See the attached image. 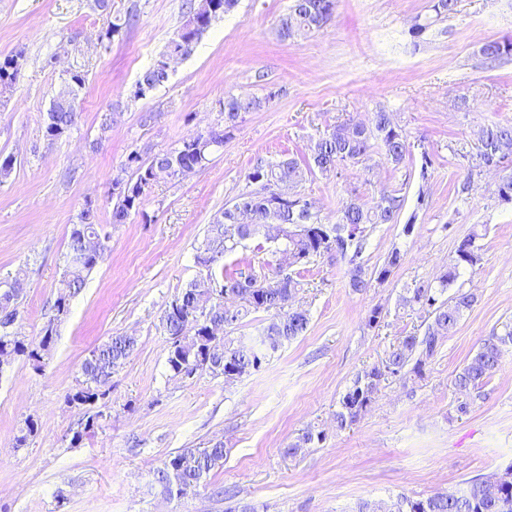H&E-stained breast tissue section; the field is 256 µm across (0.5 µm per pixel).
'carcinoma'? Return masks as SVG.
Instances as JSON below:
<instances>
[{
    "label": "carcinoma",
    "instance_id": "obj_1",
    "mask_svg": "<svg viewBox=\"0 0 512 512\" xmlns=\"http://www.w3.org/2000/svg\"><path fill=\"white\" fill-rule=\"evenodd\" d=\"M237 3L238 0H187V16H197L201 24L188 32L184 55H189L213 22L230 13ZM335 7L336 0H292L289 11L280 19L279 37L286 40L297 31L321 29L331 18ZM20 59L22 54L19 53L0 60V91L10 90L17 82ZM167 81L168 75L154 64L139 75L134 96L144 97ZM262 106L263 99L259 97L225 98L222 111L224 128L210 130L209 140L218 147L224 145L228 129L235 126L240 114L257 111ZM48 116L47 135L52 139L62 136L76 123L74 112H50ZM374 139L381 142L387 161L396 166L409 155L407 139L392 125L388 113L376 112L369 126L356 123L335 126L315 144L304 167L297 160L288 158L261 162L249 172L248 182L254 188L239 193L214 217L199 248L198 262L202 266L199 278L172 300L162 317L163 328L173 341L188 334L196 336L193 351H167L170 371L179 375L196 368L206 369L208 350L214 344L223 353L224 374L240 377L259 370L267 354L276 352L284 342L307 330V313L289 310L299 282L286 269L305 264L333 249L342 256L351 250V260H356L361 252L365 225L398 223L402 202L397 196L386 195L375 207L367 208L358 200L350 199L341 208L336 224L328 226L307 207L306 199L300 195L276 209L270 207L271 198L279 184L295 187L303 181L307 171L328 173L340 165L362 161ZM208 154L209 149L184 141L177 147L158 151L145 159L136 153L131 155L129 163L136 164L135 172L129 175L122 168L112 179L115 184H123V191L115 194L112 223H125L131 213L140 208L142 197L153 182L164 177L177 178L183 168L202 167ZM493 156L512 158L511 124L491 125L483 129L477 158L484 161ZM271 225L280 230V235L274 237L273 242L277 243L276 251L283 255L286 266L261 275L217 276L214 265L224 258V254L233 252L243 241ZM98 226V211L88 203L77 214L73 224L54 310H60L61 302L77 293L88 275L104 260L105 245L100 255L90 258L85 255L86 240L99 236ZM475 239L474 234L465 239L472 245L471 251L449 260L448 269L439 277L438 287L417 285L406 289L402 296L403 305L411 310L430 308L432 323L424 336L404 337L389 353L383 368L375 367L354 380L336 411L337 429L349 427L366 410L378 390L383 373L398 376L409 366L411 372L422 375L426 361L434 355L442 339L454 332L464 313L474 306L476 297L460 290L448 301H441L439 297L454 284L460 269L474 267L480 262ZM21 291V283L16 280L13 287L0 292V361L25 355L38 369L50 351L60 315H55L44 325L43 337L37 347L26 346L13 331ZM259 311L274 313L260 340L264 347L262 352L234 344L226 331L218 336L206 333L209 316L221 318L226 327L232 329L249 314ZM135 346V337L117 335L91 351L82 365L83 380L71 401L92 406L105 396L102 388L108 385L112 369L126 360ZM507 347L512 348V323L504 324L501 332L484 340L457 373L454 385L462 396L456 406L458 413L469 411ZM321 439L322 434L308 429L299 434L284 453L296 456L308 444ZM223 459L222 442H216L209 448H182L163 461L154 472V482L169 496L181 498L201 486ZM358 512H512V479L489 484L476 479L462 490L437 492L422 499L399 495L386 507L364 502Z\"/></svg>",
    "mask_w": 512,
    "mask_h": 512
}]
</instances>
